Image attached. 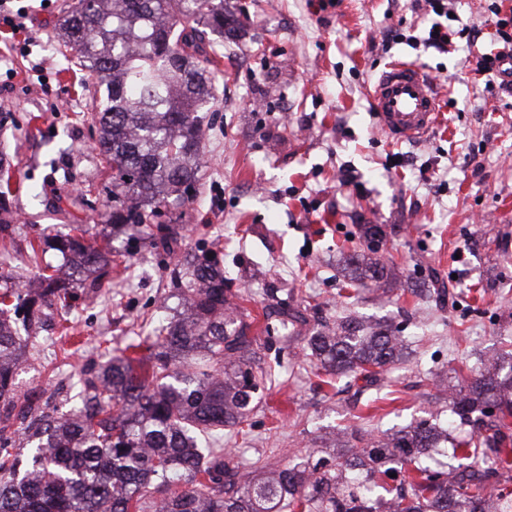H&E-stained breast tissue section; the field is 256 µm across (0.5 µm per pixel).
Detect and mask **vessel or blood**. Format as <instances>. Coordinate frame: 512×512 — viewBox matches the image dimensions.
<instances>
[{
    "label": "vessel or blood",
    "instance_id": "1",
    "mask_svg": "<svg viewBox=\"0 0 512 512\" xmlns=\"http://www.w3.org/2000/svg\"><path fill=\"white\" fill-rule=\"evenodd\" d=\"M371 100L380 128L399 141L432 130L439 120L429 80L420 68L405 62L387 67Z\"/></svg>",
    "mask_w": 512,
    "mask_h": 512
}]
</instances>
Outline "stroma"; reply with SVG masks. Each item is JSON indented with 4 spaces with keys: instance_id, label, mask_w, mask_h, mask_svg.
<instances>
[{
    "instance_id": "35a3bbf8",
    "label": "stroma",
    "mask_w": 512,
    "mask_h": 512,
    "mask_svg": "<svg viewBox=\"0 0 512 512\" xmlns=\"http://www.w3.org/2000/svg\"><path fill=\"white\" fill-rule=\"evenodd\" d=\"M231 0L238 24L219 51L224 72L205 136L202 187L193 202L170 203L166 221L183 252L219 251L226 285L250 314L256 360L274 372L250 418V437L225 433L224 458L240 471L318 453L345 428L364 438L444 410L448 380L512 336V96L474 78L469 58L494 49L491 0H450L454 28L475 27L477 42L454 39L447 53L408 43L383 46L387 27L421 30L432 18L409 0H333L313 12L307 0ZM63 0H8L0 17V151L23 192L11 200V273L32 283L29 242L80 220L98 232L101 200L77 204L81 189L103 190L109 174L83 121L94 88L63 72L55 30ZM414 64L433 86L442 124L394 142L379 128L371 91L391 63ZM416 165L392 167L394 154ZM352 183H345V175ZM437 177L441 192L428 185ZM378 226L389 274L359 285L351 304L340 290L363 230ZM111 288L67 314L71 354L61 369L30 352L17 375L22 391L51 394L77 408L86 373L120 354L172 295L175 257L150 248L127 258ZM291 309L321 304L333 320L406 322L410 356L385 382L341 377L322 384L306 354L301 325L265 320L271 302Z\"/></svg>"
}]
</instances>
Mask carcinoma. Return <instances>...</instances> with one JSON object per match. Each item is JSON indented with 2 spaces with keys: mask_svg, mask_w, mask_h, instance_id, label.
<instances>
[{
  "mask_svg": "<svg viewBox=\"0 0 512 512\" xmlns=\"http://www.w3.org/2000/svg\"><path fill=\"white\" fill-rule=\"evenodd\" d=\"M224 0H73L57 50L65 71L100 87L90 109L97 149L112 170L105 187L102 243L74 224L30 244L51 248L68 277L48 265L30 288L0 276V512H512V351L448 384V409L471 432L453 437L441 414L427 416L364 448L354 434L327 439L320 454L258 475L224 461V430L245 425L271 374L253 363L249 314L224 288L214 254L186 260L182 311L149 324L126 352L85 379L74 415H58L43 394H22L15 373L48 311L69 282L99 288L126 249L112 241L138 229L143 248L173 249L159 222L172 201L198 191L203 125L214 99L216 57L208 32H224ZM11 163L0 153V230L9 222ZM319 373L366 378L400 361L398 327L345 316L308 342ZM31 445L16 451L17 439ZM450 445L448 471L431 465ZM408 473L410 494L378 491Z\"/></svg>",
  "mask_w": 512,
  "mask_h": 512,
  "instance_id": "1",
  "label": "carcinoma"
}]
</instances>
